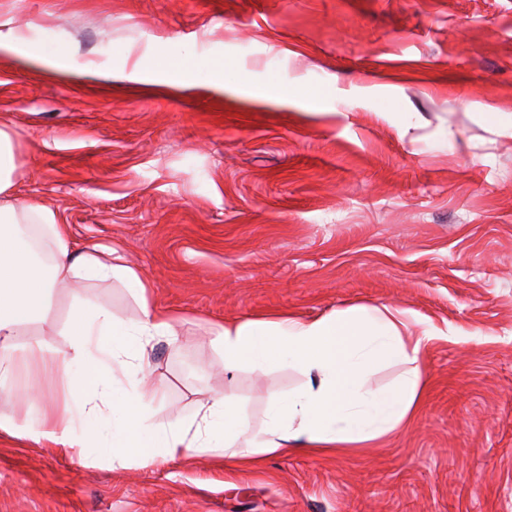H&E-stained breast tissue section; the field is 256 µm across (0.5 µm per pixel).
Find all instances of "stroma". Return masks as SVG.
<instances>
[{
    "mask_svg": "<svg viewBox=\"0 0 512 512\" xmlns=\"http://www.w3.org/2000/svg\"><path fill=\"white\" fill-rule=\"evenodd\" d=\"M19 28L65 50L60 71L0 52L19 193L179 315L148 351L151 421L230 394L256 433L305 384L285 363L225 373L217 324L396 304L435 335L417 419L360 453L122 465L0 429V512H512V0H0V33ZM138 61V82L84 76ZM291 87L317 97L255 95ZM88 301L141 319L119 281L56 289L0 420L64 402Z\"/></svg>",
    "mask_w": 512,
    "mask_h": 512,
    "instance_id": "stroma-1",
    "label": "stroma"
}]
</instances>
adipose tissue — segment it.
I'll return each mask as SVG.
<instances>
[{"label": "adipose tissue", "instance_id": "1", "mask_svg": "<svg viewBox=\"0 0 512 512\" xmlns=\"http://www.w3.org/2000/svg\"><path fill=\"white\" fill-rule=\"evenodd\" d=\"M23 176L14 139L0 126V388L12 383L20 362L41 359L39 347L17 356L14 338L19 326L46 320L54 289L115 278L129 288L142 314L140 324L129 328L100 303L73 312L67 359L78 363L92 356L96 365L75 381L77 405L44 407L36 425L26 427L27 435L80 448L84 440L73 431L75 417L89 421L106 410L112 418L107 450L118 460L184 458L209 450L220 435L223 458L251 467L259 456L299 450L356 453L417 416L421 377L415 364L432 330L421 327L407 308L352 305L315 319L281 312L228 321L218 330L225 371L247 365L261 372L288 362L307 378L299 392L272 403L263 433L245 429L236 400L226 395L200 403L192 424L149 422L146 411L158 392L146 373L148 348L155 337L174 335L176 314L157 306L152 283L121 249L96 245L74 253L69 229L55 211L18 196ZM380 361L410 369L395 385L374 388L368 374ZM116 367L134 370L131 389L115 386Z\"/></svg>", "mask_w": 512, "mask_h": 512}]
</instances>
